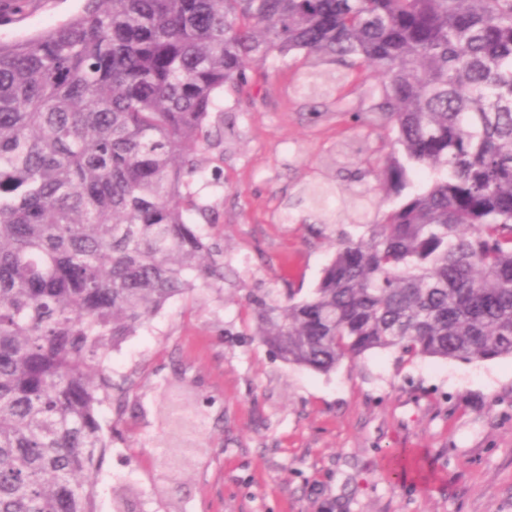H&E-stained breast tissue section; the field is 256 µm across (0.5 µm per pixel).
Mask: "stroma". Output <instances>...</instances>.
Instances as JSON below:
<instances>
[{
  "label": "stroma",
  "mask_w": 512,
  "mask_h": 512,
  "mask_svg": "<svg viewBox=\"0 0 512 512\" xmlns=\"http://www.w3.org/2000/svg\"><path fill=\"white\" fill-rule=\"evenodd\" d=\"M83 0H0V40L51 28ZM329 97L305 94L303 53L255 67L244 94L211 113L219 146L189 190L194 221L227 277L170 300L112 350L124 412L104 411L109 448L98 512H512V356L410 358L393 350L317 373L273 357L253 337L251 297L310 292L342 239L358 238L364 199L387 195L367 164L388 128L357 123L377 82L328 62ZM331 183V223L302 197ZM194 418L201 453L177 481L158 465L168 406Z\"/></svg>",
  "instance_id": "obj_1"
}]
</instances>
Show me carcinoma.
<instances>
[{
    "mask_svg": "<svg viewBox=\"0 0 512 512\" xmlns=\"http://www.w3.org/2000/svg\"><path fill=\"white\" fill-rule=\"evenodd\" d=\"M302 51L378 79L401 195L313 291L254 300V335L328 373L392 349L512 355V0H85L0 42V512H96L112 348L224 279L189 214L210 113L255 64ZM186 438L159 458L177 479Z\"/></svg>",
    "mask_w": 512,
    "mask_h": 512,
    "instance_id": "1",
    "label": "carcinoma"
}]
</instances>
